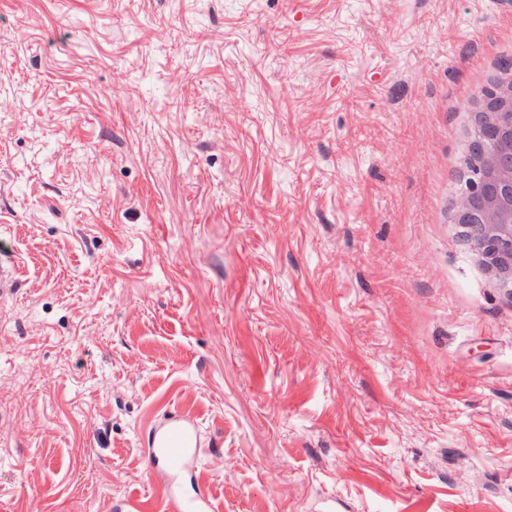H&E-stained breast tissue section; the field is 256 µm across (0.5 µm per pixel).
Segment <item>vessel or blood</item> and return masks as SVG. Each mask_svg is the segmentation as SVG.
<instances>
[{
    "instance_id": "obj_1",
    "label": "vessel or blood",
    "mask_w": 512,
    "mask_h": 512,
    "mask_svg": "<svg viewBox=\"0 0 512 512\" xmlns=\"http://www.w3.org/2000/svg\"><path fill=\"white\" fill-rule=\"evenodd\" d=\"M197 424L188 416L167 419L154 429L149 451L148 477L161 481L166 489L164 512H215L206 491L189 496L181 489V475L196 460Z\"/></svg>"
}]
</instances>
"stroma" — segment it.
I'll return each mask as SVG.
<instances>
[{
  "label": "stroma",
  "mask_w": 512,
  "mask_h": 512,
  "mask_svg": "<svg viewBox=\"0 0 512 512\" xmlns=\"http://www.w3.org/2000/svg\"><path fill=\"white\" fill-rule=\"evenodd\" d=\"M512 0H0V512H512V292L448 221ZM197 424L189 416L169 418L154 429L149 451L148 478L160 480L166 487V499L160 507L175 512H214L212 497L204 490L188 496L181 489V475L196 460Z\"/></svg>",
  "instance_id": "35a3bbf8"
}]
</instances>
